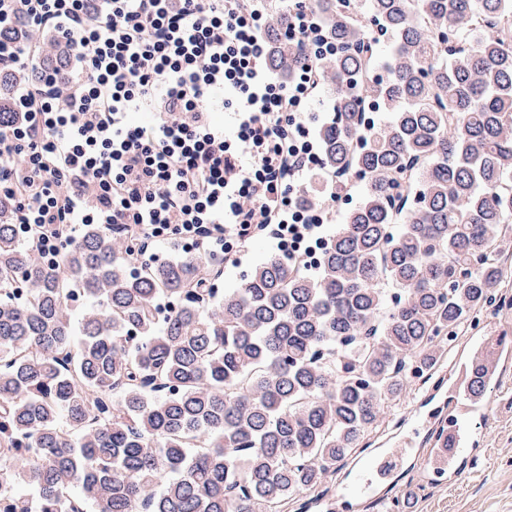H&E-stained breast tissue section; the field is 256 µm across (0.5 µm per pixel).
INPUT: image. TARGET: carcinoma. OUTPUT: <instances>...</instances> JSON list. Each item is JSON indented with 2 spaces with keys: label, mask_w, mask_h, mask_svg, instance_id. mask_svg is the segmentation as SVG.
<instances>
[{
  "label": "carcinoma",
  "mask_w": 512,
  "mask_h": 512,
  "mask_svg": "<svg viewBox=\"0 0 512 512\" xmlns=\"http://www.w3.org/2000/svg\"><path fill=\"white\" fill-rule=\"evenodd\" d=\"M316 10L339 47L324 163L368 181L316 274L271 257L220 295L213 255L141 261L95 225L54 268L0 198V512H281L502 283L512 0ZM373 110L391 121L366 128Z\"/></svg>",
  "instance_id": "1"
}]
</instances>
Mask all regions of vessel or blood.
Here are the masks:
<instances>
[{"instance_id":"1","label":"vessel or blood","mask_w":512,"mask_h":512,"mask_svg":"<svg viewBox=\"0 0 512 512\" xmlns=\"http://www.w3.org/2000/svg\"><path fill=\"white\" fill-rule=\"evenodd\" d=\"M512 362V338L502 332L480 337L459 367L454 397L448 406V426L434 448L428 449L425 465L429 474L457 479L474 459L473 436L490 406L488 393L500 386L506 363ZM397 455L388 452L368 469L355 473L353 495L368 496L374 477L390 474Z\"/></svg>"}]
</instances>
